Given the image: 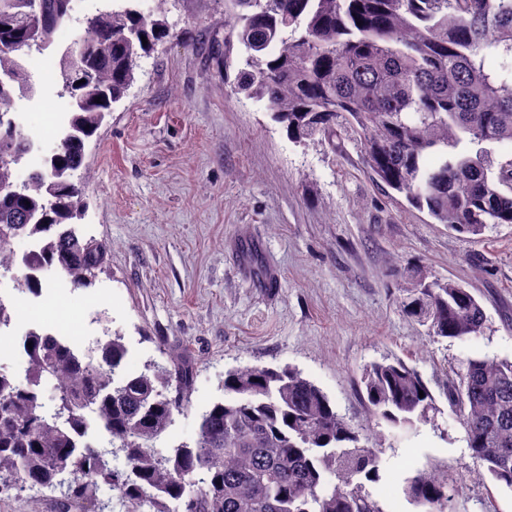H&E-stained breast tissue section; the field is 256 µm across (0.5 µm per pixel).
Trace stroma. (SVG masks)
Here are the masks:
<instances>
[{"label":"stroma","instance_id":"stroma-1","mask_svg":"<svg viewBox=\"0 0 512 512\" xmlns=\"http://www.w3.org/2000/svg\"><path fill=\"white\" fill-rule=\"evenodd\" d=\"M170 36L141 57L126 96L86 145L85 236L110 247L93 287L55 272L41 303L82 321L67 335L79 351L121 335L126 372L148 363L192 368L190 405L162 447L192 444L201 416L224 399V374L241 365L291 366L315 383L382 449L385 512H419L407 477L434 464L457 482L449 512H512V490L487 494L445 395L463 359L512 360V224L466 238L433 223L369 179L353 141L293 142L266 101L224 82V0H169ZM261 246L260 285L241 247ZM452 279L483 306L488 326L466 341L432 339L400 311L403 272ZM12 273L0 301L14 333L0 336V371L24 380L33 317ZM398 357L417 368L436 400L433 422L403 438L376 424L360 398L363 368Z\"/></svg>","mask_w":512,"mask_h":512}]
</instances>
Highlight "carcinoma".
<instances>
[{"mask_svg":"<svg viewBox=\"0 0 512 512\" xmlns=\"http://www.w3.org/2000/svg\"><path fill=\"white\" fill-rule=\"evenodd\" d=\"M167 2L145 11L124 0L80 20L56 79L69 105L64 137L18 185L27 140L3 117L14 98L36 92L19 56L49 46L73 0H0V73L13 78L0 82V270L20 271L25 292L41 294L31 272L52 266L88 288L107 263L109 248L76 228L78 171L141 55L167 37ZM236 42L246 58L234 90L266 100L293 141L346 134L373 182L460 235L512 224V158L487 148L512 143V0H224L226 72ZM18 237L36 249L17 256ZM399 291L400 309L429 336L466 341L485 329L484 308L453 280L415 271ZM25 342L26 382L0 373V492L46 488L62 507L89 501L93 512L113 510L103 485L123 489L125 512H137L146 490L152 512H386L366 488L381 478L382 449L293 368L227 371V399L202 414L194 445L166 453L156 441L184 410L188 366L152 365L117 384L126 354L117 334L83 354L42 330ZM44 379L55 390L49 409L35 390ZM361 384L369 414L393 428L414 432L436 411L403 361L368 365ZM448 403L476 463L512 490V361L465 358ZM89 412L107 435L99 447L86 441ZM450 488L448 470L434 465L404 491L423 512H448Z\"/></svg>","mask_w":512,"mask_h":512,"instance_id":"obj_1","label":"carcinoma"}]
</instances>
